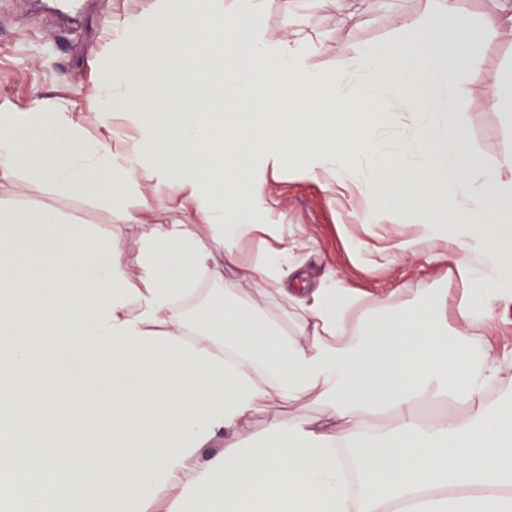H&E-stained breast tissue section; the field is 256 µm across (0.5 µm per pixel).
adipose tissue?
Instances as JSON below:
<instances>
[{"label":"adipose tissue","mask_w":512,"mask_h":512,"mask_svg":"<svg viewBox=\"0 0 512 512\" xmlns=\"http://www.w3.org/2000/svg\"><path fill=\"white\" fill-rule=\"evenodd\" d=\"M460 0H429L403 36L348 46L315 70L305 0H281L269 39L258 0H158L105 25L110 63L90 137L72 105L0 101V182L34 183L147 225L139 280L106 225L0 207V405L22 445L0 454V502L25 512H512V356L489 336L512 308V143L499 169L466 152L453 112L488 31ZM135 134H127L126 126ZM424 173L413 188L405 157ZM293 168L413 237L369 252L445 264L458 282L373 295L335 273L297 287L306 242L271 221ZM183 216L153 223L157 189ZM223 252L216 263L215 252ZM210 283L201 294L202 283ZM286 312L280 324L239 289ZM320 412L271 419L280 403ZM459 413L423 419L420 404ZM223 449H214L216 440ZM354 461L362 487L341 481Z\"/></svg>","instance_id":"adipose-tissue-1"}]
</instances>
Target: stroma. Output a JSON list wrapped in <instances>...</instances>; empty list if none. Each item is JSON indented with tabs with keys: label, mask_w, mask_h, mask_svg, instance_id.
Instances as JSON below:
<instances>
[{
	"label": "stroma",
	"mask_w": 512,
	"mask_h": 512,
	"mask_svg": "<svg viewBox=\"0 0 512 512\" xmlns=\"http://www.w3.org/2000/svg\"><path fill=\"white\" fill-rule=\"evenodd\" d=\"M156 0H79L78 24L55 12L54 0H0V100L26 108L35 101L63 98L85 122L89 136L102 129L91 119L94 86L105 61L102 24L121 22L125 16L145 12ZM427 0H306L309 25L321 33L323 43L311 63L329 69L346 43L358 45L389 41L402 33L401 20L423 13ZM512 70V35H487L482 55L464 73L469 93L456 110L470 149L485 165H496L503 145L512 142V122L487 95L491 75ZM0 206L54 207L81 224H110L126 250L130 274L138 272L136 243L143 225L110 217L99 204L86 199L60 198L42 186L25 189L0 187ZM275 220L293 225L310 237V249L301 251V277L313 286L326 268L351 287L386 294L400 284L413 288L437 285L445 279L434 264L409 267L397 261L387 267L356 262L340 228L348 213L358 209L352 198H332L321 186L284 171L271 203Z\"/></svg>",
	"instance_id": "35a3bbf8"
}]
</instances>
